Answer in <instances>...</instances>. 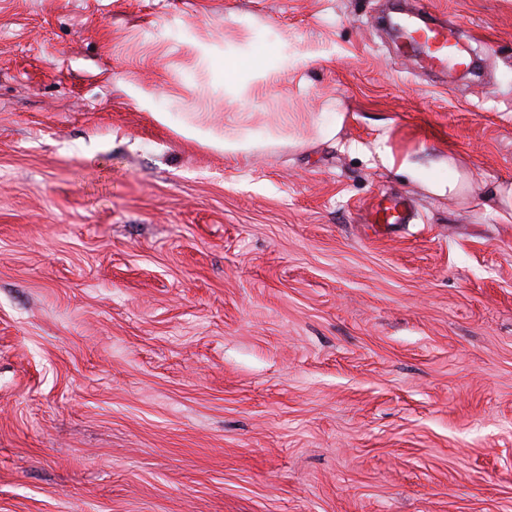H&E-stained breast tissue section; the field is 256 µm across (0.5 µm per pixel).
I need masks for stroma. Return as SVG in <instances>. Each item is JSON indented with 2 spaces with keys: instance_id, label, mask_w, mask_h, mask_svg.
I'll return each instance as SVG.
<instances>
[{
  "instance_id": "stroma-1",
  "label": "stroma",
  "mask_w": 512,
  "mask_h": 512,
  "mask_svg": "<svg viewBox=\"0 0 512 512\" xmlns=\"http://www.w3.org/2000/svg\"><path fill=\"white\" fill-rule=\"evenodd\" d=\"M417 2L0 0V512H512V0ZM415 19L408 18L399 24L404 40H408L403 50V56L413 57L422 55L429 67L442 71L465 66L467 61L459 52L456 29L432 14L421 11ZM468 65V64H467ZM470 182L466 164L452 151L448 154V180H431L428 187L436 194L459 196L471 189ZM411 219L410 204L402 197H391L373 208L374 224H409Z\"/></svg>"
}]
</instances>
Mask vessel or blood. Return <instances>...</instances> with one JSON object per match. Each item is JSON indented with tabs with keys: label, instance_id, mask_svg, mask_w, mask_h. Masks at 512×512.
I'll use <instances>...</instances> for the list:
<instances>
[{
	"label": "vessel or blood",
	"instance_id": "obj_1",
	"mask_svg": "<svg viewBox=\"0 0 512 512\" xmlns=\"http://www.w3.org/2000/svg\"><path fill=\"white\" fill-rule=\"evenodd\" d=\"M400 30L406 41L403 55H422L429 67L443 71L465 66V59L457 51V32L447 21L424 12L404 20ZM411 219V207L401 197L389 198L373 209V221L377 224H407Z\"/></svg>",
	"mask_w": 512,
	"mask_h": 512
}]
</instances>
